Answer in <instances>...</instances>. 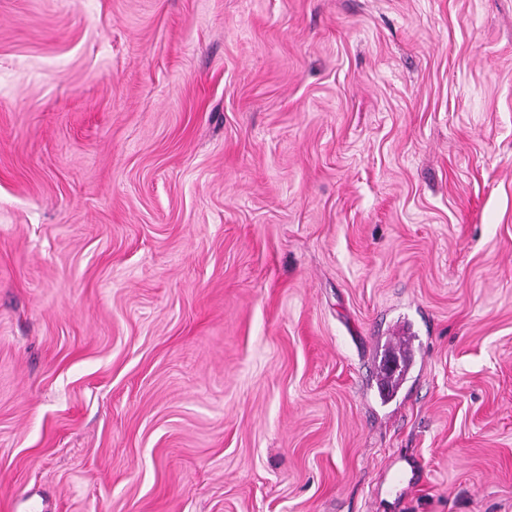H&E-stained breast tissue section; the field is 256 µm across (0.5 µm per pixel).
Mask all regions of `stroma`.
I'll return each instance as SVG.
<instances>
[{
	"label": "stroma",
	"mask_w": 512,
	"mask_h": 512,
	"mask_svg": "<svg viewBox=\"0 0 512 512\" xmlns=\"http://www.w3.org/2000/svg\"><path fill=\"white\" fill-rule=\"evenodd\" d=\"M30 502L512 512V0H0Z\"/></svg>",
	"instance_id": "35a3bbf8"
}]
</instances>
